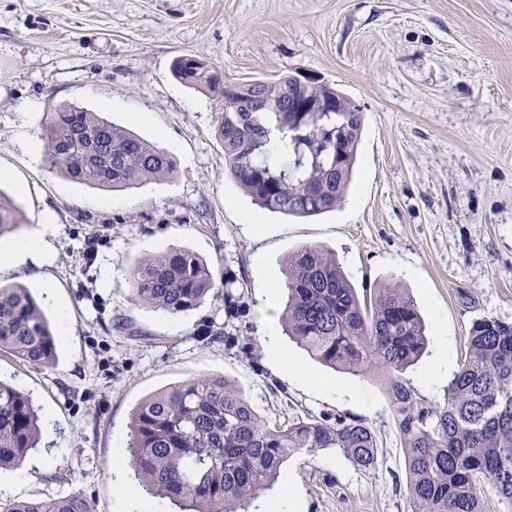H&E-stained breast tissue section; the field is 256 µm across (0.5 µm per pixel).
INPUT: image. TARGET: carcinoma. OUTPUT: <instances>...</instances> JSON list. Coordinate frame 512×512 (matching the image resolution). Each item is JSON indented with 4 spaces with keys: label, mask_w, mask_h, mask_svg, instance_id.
<instances>
[{
    "label": "carcinoma",
    "mask_w": 512,
    "mask_h": 512,
    "mask_svg": "<svg viewBox=\"0 0 512 512\" xmlns=\"http://www.w3.org/2000/svg\"><path fill=\"white\" fill-rule=\"evenodd\" d=\"M174 76L225 100L221 72L194 55ZM258 99L234 98L245 112H222L216 136L228 172L262 210L306 218L336 208L347 193L363 115L336 88L298 75L246 83ZM321 112H305L308 102ZM280 160L269 161L271 136ZM44 161L65 177L106 191L134 189L174 174L169 155L100 112L70 104L54 113ZM0 195V237L18 227ZM130 300L172 315L198 306L214 288L206 262L186 250L144 256L130 269ZM282 319L288 336L319 363L382 379L404 450L409 512H485L484 483L512 512V323L475 321L467 353L441 401L404 378L426 348L425 324L406 289L386 282L357 291L336 255L308 245L288 255ZM57 336L28 289L0 284V348L31 366L53 361ZM30 399L0 380V467L20 466L38 445ZM334 449L353 466L375 465L378 432L355 417L295 416L270 425L224 377L189 378L145 398L129 423L121 464L149 494L177 512H249L288 457ZM0 512H93L65 496L0 502Z\"/></svg>",
    "instance_id": "cac0c4a2"
}]
</instances>
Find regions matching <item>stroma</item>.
I'll list each match as a JSON object with an SVG mask.
<instances>
[{"label":"stroma","mask_w":512,"mask_h":512,"mask_svg":"<svg viewBox=\"0 0 512 512\" xmlns=\"http://www.w3.org/2000/svg\"><path fill=\"white\" fill-rule=\"evenodd\" d=\"M186 55L235 82L290 72L347 95L363 127L345 201L309 219L259 210L224 168L219 98L173 74ZM72 103L157 144L174 175L112 192L51 172L42 135ZM0 189L18 235L45 229L55 248L0 282L29 288L61 339L40 368L0 351L41 427L23 465L0 468L1 501L76 490L95 512H172L114 459L144 398L208 374L270 422L348 415L383 441L368 470L329 449L290 457L254 512L283 497L288 512H408L381 382L322 366L260 307L304 245L356 288L398 282L428 335L406 377L435 400L472 323L512 322V0H0ZM175 249L207 262L214 290L177 315L133 304V262Z\"/></svg>","instance_id":"stroma-1"}]
</instances>
